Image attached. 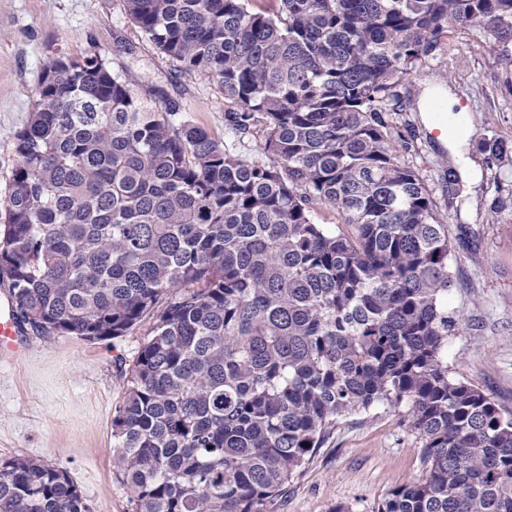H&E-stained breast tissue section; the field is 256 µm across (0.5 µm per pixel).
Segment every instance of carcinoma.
Listing matches in <instances>:
<instances>
[{"label":"carcinoma","mask_w":512,"mask_h":512,"mask_svg":"<svg viewBox=\"0 0 512 512\" xmlns=\"http://www.w3.org/2000/svg\"><path fill=\"white\" fill-rule=\"evenodd\" d=\"M124 0L180 76L217 83L250 162L103 59L50 60L0 199L20 326L147 322L112 420L133 512H266L346 416L407 409L423 475L374 512H512V413L448 373V224L399 86L512 0ZM339 222L319 221L321 210ZM0 512H91L67 471L0 459Z\"/></svg>","instance_id":"carcinoma-1"}]
</instances>
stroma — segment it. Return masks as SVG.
Here are the masks:
<instances>
[{
	"label": "stroma",
	"mask_w": 512,
	"mask_h": 512,
	"mask_svg": "<svg viewBox=\"0 0 512 512\" xmlns=\"http://www.w3.org/2000/svg\"><path fill=\"white\" fill-rule=\"evenodd\" d=\"M131 43L134 55L122 46ZM504 50L492 32L460 44L457 64L439 52L404 80L397 118L413 134L407 161L420 173L446 217L454 252L449 309L463 313L448 340V372L512 412V154L493 157L488 144L512 143V92L505 88ZM99 55L111 71L131 68L134 90L148 98L161 88L193 124L226 149L229 103L207 78L175 75L168 60L139 32L123 0H0V198L12 178L13 143L35 107L46 63L56 56ZM443 85L457 97L469 130L467 156L478 181L460 180L445 196L447 171L461 164L432 134L418 109L426 87ZM29 351L0 371V458L24 456L63 467L92 512H132V493L112 460V418L126 376L145 340L144 328L105 343L25 331ZM422 473L419 443L404 408L377 407L341 419L315 456L267 507V512H374L393 488Z\"/></svg>",
	"instance_id": "35a3bbf8"
}]
</instances>
